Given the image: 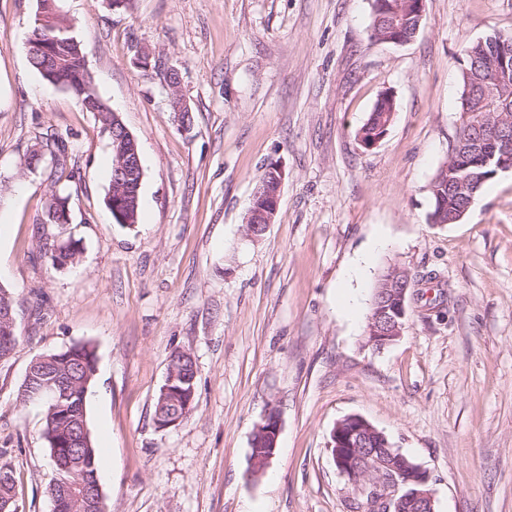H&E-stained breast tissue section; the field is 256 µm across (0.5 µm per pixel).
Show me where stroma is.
Wrapping results in <instances>:
<instances>
[{
	"mask_svg": "<svg viewBox=\"0 0 512 512\" xmlns=\"http://www.w3.org/2000/svg\"><path fill=\"white\" fill-rule=\"evenodd\" d=\"M372 0H57L96 91L135 137L139 220L105 204L112 149L96 113L30 64L37 0H0V285L17 346L0 361V466L21 512H53L59 474L41 403L18 398L37 356L91 344L87 416L109 512H349L327 448L365 418L425 470L436 512H512V172L436 225L429 184L462 127L463 49L512 31V0H427L404 45L370 37ZM179 73L170 87L169 69ZM395 116L355 137L383 93ZM188 106L180 126L173 97ZM71 152L70 223H45L57 172L22 168L36 136ZM278 214L245 221L270 163ZM78 242L74 265L54 244ZM412 276L406 330L366 343L380 272ZM196 362L185 422L154 423L170 355ZM281 430L259 478L251 438ZM135 159H136V162H135V165L137 167L140 168V170H142V175L141 177L139 178V181L137 183V187L136 189L134 190V194L135 196H137V204L135 206V209L133 210L132 212V217H131V225H125V224H129V219L128 217L125 215V211H126V208L124 206V203L121 202L120 200H114L113 198H111V196H107L106 198V203H107V206L112 209V217L114 216L123 226H128V227H131L133 226L132 224H136L137 221H138V218H139V212H140V188L138 189V187L140 186L141 184V181L143 179V167L140 165V161L138 159L137 156H135ZM138 190V192H137ZM280 434V419L275 410L269 409L256 425L251 443L250 466L251 476L262 474L269 466Z\"/></svg>",
	"mask_w": 512,
	"mask_h": 512,
	"instance_id": "stroma-1",
	"label": "stroma"
}]
</instances>
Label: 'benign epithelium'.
<instances>
[{"instance_id": "7a95c632", "label": "benign epithelium", "mask_w": 512, "mask_h": 512, "mask_svg": "<svg viewBox=\"0 0 512 512\" xmlns=\"http://www.w3.org/2000/svg\"><path fill=\"white\" fill-rule=\"evenodd\" d=\"M266 171L272 175L275 189L261 183L256 189L248 215L247 229L250 235H261L274 222L281 202V190L285 178L280 164L272 162ZM414 287L411 278L392 275L385 279L374 300L373 314L367 327L368 344L382 349L402 336L407 318V301ZM17 344L14 301L0 300V360L10 357ZM195 379L190 375L181 378L165 376L161 399L180 398L185 407H191L195 395ZM23 402H54L71 398V389L61 375H44L28 368L25 384L19 392ZM280 434V419L270 409L256 425L251 443L249 472L262 474L269 466ZM376 434L381 447L359 457L351 453L368 442ZM328 448L340 476L353 486L351 503L366 498L364 512H435L434 494L429 478L418 465L394 449L388 438L370 422L358 415H349L338 421L330 435ZM83 489L82 498L96 504L97 512H106L104 493L99 482L87 481L78 476L75 485L61 484L54 490V512H62L74 495V488Z\"/></svg>"}]
</instances>
